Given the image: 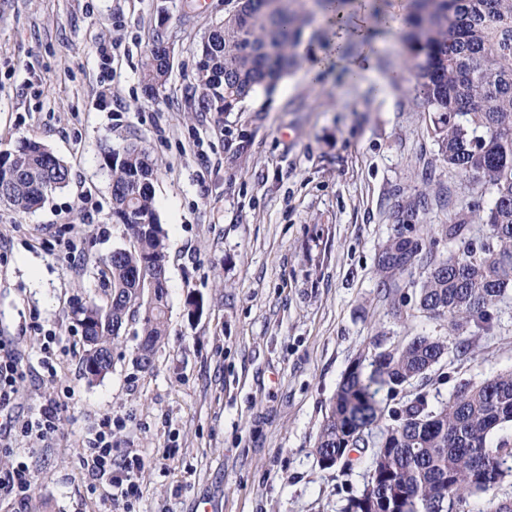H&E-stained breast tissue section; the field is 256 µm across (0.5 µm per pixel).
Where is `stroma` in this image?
I'll use <instances>...</instances> for the list:
<instances>
[{
	"label": "stroma",
	"mask_w": 512,
	"mask_h": 512,
	"mask_svg": "<svg viewBox=\"0 0 512 512\" xmlns=\"http://www.w3.org/2000/svg\"><path fill=\"white\" fill-rule=\"evenodd\" d=\"M399 6L366 0L347 18L378 42L372 75L333 66L311 79L302 63L221 115L196 111L194 80L220 0H0V151L39 141L71 168L35 213L0 204V339L31 371L14 411L58 407L52 438L17 441L34 487L22 507L0 491V512H200L202 498L216 512H343L362 490L368 459L326 469L313 453L345 372L376 338L455 337L417 307L423 269L381 292L379 250L439 236L466 203L490 200L441 161L433 113L390 78L402 47L382 18ZM157 34L173 68L151 99L141 63ZM107 140L140 143L159 164L169 329L144 369L126 328L91 383L72 308L107 302L101 260L126 243L100 167ZM49 334L53 377L40 364ZM471 340L470 358L429 373L431 405L512 370V295ZM105 416L114 459L144 460L131 505L80 461Z\"/></svg>",
	"instance_id": "35a3bbf8"
}]
</instances>
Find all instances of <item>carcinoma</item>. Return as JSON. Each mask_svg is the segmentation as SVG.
<instances>
[{
  "instance_id": "obj_1",
  "label": "carcinoma",
  "mask_w": 512,
  "mask_h": 512,
  "mask_svg": "<svg viewBox=\"0 0 512 512\" xmlns=\"http://www.w3.org/2000/svg\"><path fill=\"white\" fill-rule=\"evenodd\" d=\"M327 0H236L203 44L208 62L197 68L198 111L236 112L258 88L276 84L295 64L303 28L313 25ZM407 68L416 96L438 114L434 137L441 160L458 174L487 186L488 207L472 203L427 242L393 238L381 249L377 272L390 288L404 274L426 269L417 305L445 319L456 332L453 347L418 335L383 348L365 373L353 364L330 400L313 448L322 467L368 456L372 489L348 499L344 512H469L485 498L483 512H512V498L494 489L512 476V435L491 439L512 424V371L459 385L448 401L429 406L418 390L396 400L401 388L424 381L454 355L471 354V326L490 325L492 311L512 291V0H407L401 18ZM172 70L164 40L148 46L141 67L153 96ZM101 165L110 177L112 221L128 245L102 260L108 302L76 306L84 377L93 382L112 369L114 341L138 325L139 364L152 362L167 335L168 255L153 191L156 161L128 142H106ZM68 164L44 144L28 141L0 152V202L28 212L68 185ZM487 227L475 244L472 225ZM448 245L435 255L440 242ZM387 398L377 399L380 391Z\"/></svg>"
}]
</instances>
